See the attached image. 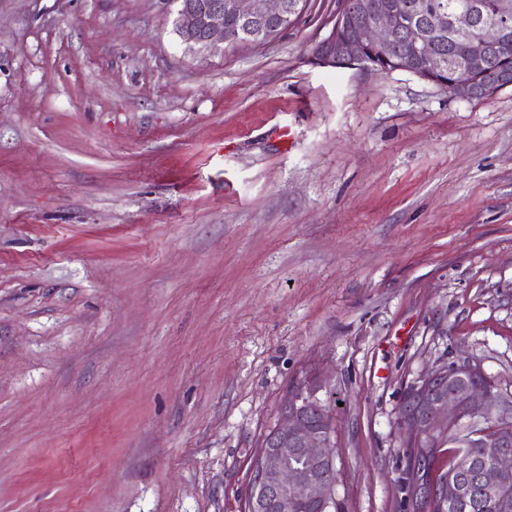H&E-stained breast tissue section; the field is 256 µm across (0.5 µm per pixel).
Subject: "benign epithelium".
I'll list each match as a JSON object with an SVG mask.
<instances>
[{"instance_id":"obj_1","label":"benign epithelium","mask_w":512,"mask_h":512,"mask_svg":"<svg viewBox=\"0 0 512 512\" xmlns=\"http://www.w3.org/2000/svg\"><path fill=\"white\" fill-rule=\"evenodd\" d=\"M176 32L189 50L214 53L224 43H262L274 39L297 19L299 10L288 0H177ZM347 0L334 24L311 50L315 67L366 68L402 71L435 84L456 99L488 97L506 87L508 75L488 77V61L512 22V0H497L494 21L480 17L478 4L435 13L423 5L411 12V23L399 26L394 14L408 6L392 0L373 18L358 23L350 34L341 32L353 19ZM433 17L437 28L464 44L465 61H448L450 80L434 77L437 54L421 19ZM320 385L307 380L287 389L280 418L262 441L251 470L246 512H295L309 505L328 512L336 482L333 409L318 397ZM492 415L495 423L481 425ZM397 426L403 447L420 462L430 461L450 444L468 445L473 439L481 452L459 451L438 482L414 479L409 493L413 504L429 503L434 512H448L483 500L509 502L502 483L512 475V394L501 391L480 364L452 362L422 375L403 391Z\"/></svg>"}]
</instances>
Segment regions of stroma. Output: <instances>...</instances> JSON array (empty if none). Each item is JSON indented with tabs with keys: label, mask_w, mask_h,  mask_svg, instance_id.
Instances as JSON below:
<instances>
[{
	"label": "stroma",
	"mask_w": 512,
	"mask_h": 512,
	"mask_svg": "<svg viewBox=\"0 0 512 512\" xmlns=\"http://www.w3.org/2000/svg\"><path fill=\"white\" fill-rule=\"evenodd\" d=\"M337 0L190 52L175 0H0V512H245L289 385L329 512H406V385L512 392V86L315 68Z\"/></svg>",
	"instance_id": "1"
}]
</instances>
